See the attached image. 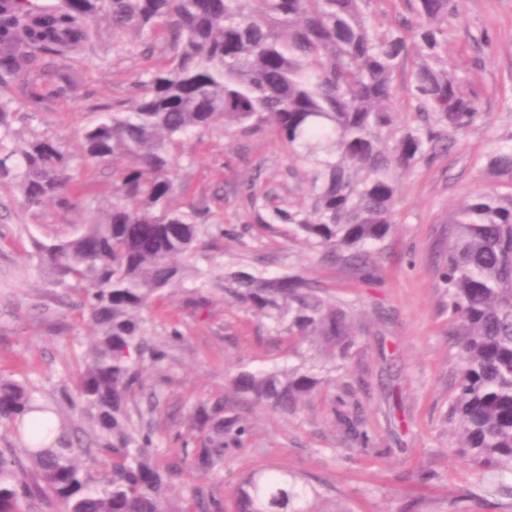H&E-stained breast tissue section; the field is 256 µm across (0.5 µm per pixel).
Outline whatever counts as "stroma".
<instances>
[{"label":"stroma","instance_id":"stroma-1","mask_svg":"<svg viewBox=\"0 0 512 512\" xmlns=\"http://www.w3.org/2000/svg\"><path fill=\"white\" fill-rule=\"evenodd\" d=\"M484 26L492 43L477 54L470 36ZM448 27V59L460 77L477 76L487 118L433 164L399 173L398 222L372 256L374 282L326 257L294 225L252 223L241 193L246 181L281 207L307 199L305 182L289 175L288 152L272 134L215 130L184 139L176 170L183 200L208 197L224 215L223 238L196 262L207 274L211 303L194 311L183 288L174 287L150 310V339L167 357L160 367H145L128 412L136 426L152 430L161 462L183 455L200 404L224 399L248 432L223 468L205 476L187 470L173 480L172 500L197 486L224 496L243 472L259 467L312 477L325 492L317 503L322 512H512V477L481 469L457 451L449 406L460 347L438 275L449 214L487 185L488 152L512 136V0H459ZM69 64L80 76L76 96H47L39 120L75 154L93 119L90 104L126 100L145 61L118 53L102 24ZM86 218L82 209L30 215L15 186H0V378L31 379L49 396L74 387L94 331L78 295L55 287L38 264L32 241L67 236ZM238 269L299 273L327 301L350 306L357 336L349 357L322 361L318 389L296 411L229 386L240 371L312 364L319 350L317 342L278 335L270 320L220 290V276ZM174 328L179 337L171 336ZM340 411L359 413L369 447L338 425Z\"/></svg>","mask_w":512,"mask_h":512}]
</instances>
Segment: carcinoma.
<instances>
[{
	"label": "carcinoma",
	"instance_id": "1",
	"mask_svg": "<svg viewBox=\"0 0 512 512\" xmlns=\"http://www.w3.org/2000/svg\"><path fill=\"white\" fill-rule=\"evenodd\" d=\"M407 14L383 24L367 0H0V185L14 184L22 207L39 213L84 208L80 231L35 255L55 283L79 294L97 326L90 361L74 391L56 403L38 399L29 382L0 379V426L21 441L0 448V512L31 508L64 512H320L322 492L289 471L256 468L227 502L195 487L182 506L165 496L184 469L205 475L224 466V440L246 428L225 414L222 400L198 406V446L164 465L152 461L153 434L132 426L128 403L141 387L144 359L164 351L149 345L146 313L193 261L224 235L223 218L200 197L176 203L173 171L182 139L216 128L269 130L288 148L310 202L286 208L244 194L257 224H294L304 238L359 266L373 281L367 249L381 244L397 222L395 173L429 164L456 135L486 119L478 92L448 65V20L457 0H402ZM112 28L115 47L164 62L139 72L124 104H93L98 113L80 134V167L112 166L98 190L77 180L59 137L39 128L45 99L41 77L52 73V95L76 94L79 76L65 60L85 49L90 25ZM414 57L409 93L421 121L384 145L395 130L393 75ZM32 111L13 127V88ZM124 158L128 164L115 166ZM486 170L512 182V137L496 143ZM448 253L439 270L462 354L450 416L459 426V452L512 475V193L494 185L473 193L449 217ZM233 296L272 320L290 338L319 336L321 355L345 358L355 345L350 311L329 304L299 274L265 278L229 273ZM319 380L308 369L241 371L230 386L279 410H296ZM88 419L96 448L61 419L57 404ZM337 422L360 444L370 438L359 416ZM111 467L97 481L82 463Z\"/></svg>",
	"mask_w": 512,
	"mask_h": 512
}]
</instances>
